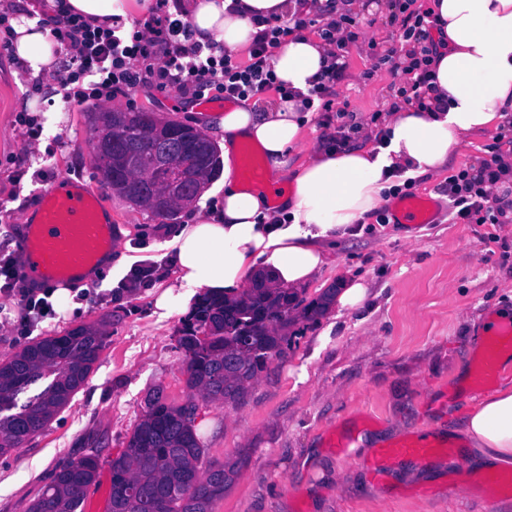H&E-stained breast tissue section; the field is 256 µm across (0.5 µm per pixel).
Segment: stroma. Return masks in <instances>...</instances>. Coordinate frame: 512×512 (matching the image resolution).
Returning a JSON list of instances; mask_svg holds the SVG:
<instances>
[{"mask_svg":"<svg viewBox=\"0 0 512 512\" xmlns=\"http://www.w3.org/2000/svg\"><path fill=\"white\" fill-rule=\"evenodd\" d=\"M355 17L364 37L349 47L348 77L337 85L334 111L313 115L307 145H320L338 122L382 128L403 79L398 59L376 65L374 52L399 46L394 0H363ZM15 60L0 48V242L20 246L30 196L62 175L103 194L116 233L115 249L136 264H152L149 287L120 292L126 270L98 275L80 305H55L37 336L80 326L103 338L87 380L41 432L0 456V512H29L32 502L68 462L99 459L82 512H108L110 462L124 451L148 399L182 405L193 393L182 371L184 313L155 305L169 258L161 244L176 224L106 189L86 139L95 111L144 110L211 133L221 104L203 107L188 91L144 85L100 106L57 103L46 83L14 79ZM346 109L337 120L336 109ZM60 112L62 134L30 142L16 116ZM512 150V129L471 137L414 189L443 199L448 178L479 169ZM362 277L367 297L353 311L329 309L303 322L299 336L273 354L238 400L199 402L195 432L206 458L235 472L212 512H512V488L486 492L484 474L458 477L461 450L446 435L458 431L470 398L457 391L462 368L473 367L474 344L488 309L512 310V223L452 224L447 213L417 228L380 224L368 214L360 235L337 239L306 298ZM374 440L365 447L359 436ZM428 436L433 453L401 456L375 469L385 448ZM457 484L449 492V484Z\"/></svg>","mask_w":512,"mask_h":512,"instance_id":"stroma-1","label":"stroma"}]
</instances>
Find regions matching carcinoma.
Returning a JSON list of instances; mask_svg holds the SVG:
<instances>
[{"mask_svg":"<svg viewBox=\"0 0 512 512\" xmlns=\"http://www.w3.org/2000/svg\"><path fill=\"white\" fill-rule=\"evenodd\" d=\"M102 131L119 141L116 158L136 171L114 190L157 217L172 220L178 205L164 210L149 204V182L165 183L185 168L205 181L220 172L219 150L212 141L188 130L176 148L161 147L166 128L143 110L102 112ZM334 289L309 301L297 289L284 302L252 288L226 298L204 292L196 298L179 338L186 353V386L206 401L235 400L246 384L267 368L271 354L288 337L279 335L296 321V311L314 321L328 309ZM102 338L89 328L37 339L0 360V456L22 447L43 430L89 376L102 351ZM45 387L23 405L17 396L39 380ZM198 405L173 406L149 400L134 427L128 448L111 461L110 512H212L231 469L205 460L195 429ZM97 459L86 456L60 470L30 506L29 512H81L94 481Z\"/></svg>","mask_w":512,"mask_h":512,"instance_id":"cac0c4a2","label":"carcinoma"}]
</instances>
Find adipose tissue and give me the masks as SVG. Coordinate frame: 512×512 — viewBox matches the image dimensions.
<instances>
[{
    "label": "adipose tissue",
    "mask_w": 512,
    "mask_h": 512,
    "mask_svg": "<svg viewBox=\"0 0 512 512\" xmlns=\"http://www.w3.org/2000/svg\"><path fill=\"white\" fill-rule=\"evenodd\" d=\"M439 20L440 47L432 63L441 108L421 112L402 105L385 122L387 145L365 136L340 151L317 148L294 174L286 154L296 151L312 119L301 100L268 99L261 111L239 106L218 119L224 154V199L210 212H192L161 247L172 255L175 278L156 300L163 310L186 308L197 289L229 298L248 286L253 271L293 287L316 279L336 238L384 200L397 177L430 174L471 136L512 126V0H429ZM68 9L94 24L148 14L152 0H66ZM357 0H189L185 13L200 44L248 50L253 16L288 18L358 10ZM56 12L22 18L10 49L32 76H60L53 37ZM324 42L291 34L272 63L279 80L307 92L330 58ZM257 146L270 165L266 188L242 184L236 151ZM457 440L476 452L483 467L512 459V388L503 386L471 406Z\"/></svg>",
    "instance_id": "1"
}]
</instances>
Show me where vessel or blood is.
<instances>
[{"label": "vessel or blood", "instance_id": "obj_1", "mask_svg": "<svg viewBox=\"0 0 512 512\" xmlns=\"http://www.w3.org/2000/svg\"><path fill=\"white\" fill-rule=\"evenodd\" d=\"M101 206L97 195L76 188L69 176L57 178L32 208L37 221L22 227V274L51 287L77 283L80 270L95 265L115 244L111 225L101 219ZM388 211L396 224H431L440 203L415 194L396 200ZM506 352L512 353V320L508 318L496 320L481 343L480 381L499 375V358Z\"/></svg>", "mask_w": 512, "mask_h": 512}]
</instances>
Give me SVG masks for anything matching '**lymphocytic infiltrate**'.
Segmentation results:
<instances>
[{
  "instance_id": "lymphocytic-infiltrate-1",
  "label": "lymphocytic infiltrate",
  "mask_w": 512,
  "mask_h": 512,
  "mask_svg": "<svg viewBox=\"0 0 512 512\" xmlns=\"http://www.w3.org/2000/svg\"><path fill=\"white\" fill-rule=\"evenodd\" d=\"M168 4L169 0H156L152 20L128 32L118 24L104 28L92 25L80 14L60 12L55 39L71 50L64 69L68 98L81 104H100L115 90H133L143 83L161 90H188L199 99L222 96L242 101L271 89L285 99L296 97V90L278 80L271 51L288 33L312 26L313 18L295 15L286 23L260 19L250 59L244 64L219 44L191 43L189 21L169 13ZM395 6L403 14L400 37L410 46L406 71L411 75L397 93L405 102L424 110L433 89L434 44L430 30L435 23L429 13L409 11L405 0H396ZM321 36L334 50L304 103L329 112L335 86L348 77L346 49L363 33L358 22L342 14L327 20ZM500 181V170L489 162L477 171L464 169L450 176L447 193L455 219L466 224L502 223L506 209H512V190L501 187ZM23 280L16 257L1 253L0 293L19 297L21 314L15 328L30 334L41 319L53 315L48 301L53 291L47 288L36 293L23 287Z\"/></svg>"
}]
</instances>
